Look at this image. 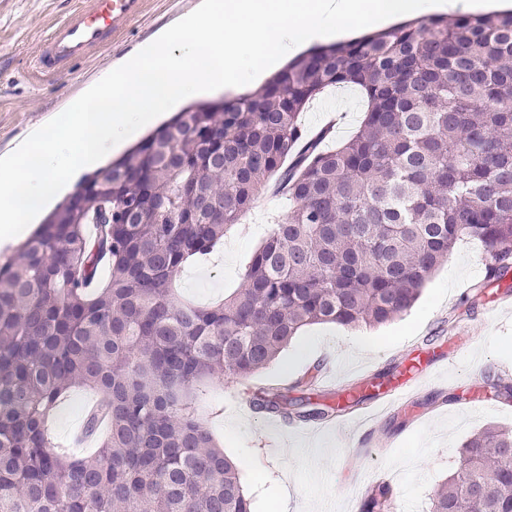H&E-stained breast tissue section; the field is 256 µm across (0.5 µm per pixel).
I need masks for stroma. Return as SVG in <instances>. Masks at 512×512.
Segmentation results:
<instances>
[{
  "label": "stroma",
  "mask_w": 512,
  "mask_h": 512,
  "mask_svg": "<svg viewBox=\"0 0 512 512\" xmlns=\"http://www.w3.org/2000/svg\"><path fill=\"white\" fill-rule=\"evenodd\" d=\"M88 0H0V154L28 132L65 111L70 102L126 57L201 0H144L141 16L104 45L57 75L39 74L33 60L57 25ZM360 93L332 89L302 116L316 136L335 112L340 122L326 143L353 135L363 116ZM285 196L265 195L243 223L224 237L230 261L188 265L180 278L183 298L207 304L242 284L253 252L267 237L272 218L284 215ZM480 243L464 239L431 276L414 306L380 326L314 325L303 330L265 369L241 381L214 375L201 405L206 424L239 469L253 512H358L359 502L378 482L390 483L407 512H431L433 489L458 466V450L488 426L512 431V397L489 385H512V292L485 283ZM440 371L423 378L413 396L418 408L408 423L393 412L370 422L367 434L330 425L299 435L294 424L273 430L264 414L247 410L243 388L258 392L292 384L322 365L316 392L333 393L401 365L410 376L428 365ZM443 400L432 403L434 395ZM92 395L74 391L54 414L53 442L76 443L73 424L82 421Z\"/></svg>",
  "instance_id": "obj_1"
}]
</instances>
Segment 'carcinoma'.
I'll use <instances>...</instances> for the list:
<instances>
[{"label":"carcinoma","mask_w":512,"mask_h":512,"mask_svg":"<svg viewBox=\"0 0 512 512\" xmlns=\"http://www.w3.org/2000/svg\"><path fill=\"white\" fill-rule=\"evenodd\" d=\"M334 86L360 89L363 118L323 150L301 115ZM78 189L0 264V512H252L198 404L214 374L248 378L306 326L400 317L463 238L482 245L485 281L512 288V13L314 47L252 93L176 113ZM272 190L291 207L243 287L215 305L181 300L185 265ZM105 208L112 223L90 234ZM398 374L343 402L272 389L254 407L319 423ZM74 388L105 404V426L85 420L90 457L49 437ZM395 499L377 484L359 512ZM432 512H512V432L469 437Z\"/></svg>","instance_id":"carcinoma-1"}]
</instances>
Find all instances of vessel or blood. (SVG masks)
<instances>
[{"label": "vessel or blood", "instance_id": "1", "mask_svg": "<svg viewBox=\"0 0 512 512\" xmlns=\"http://www.w3.org/2000/svg\"><path fill=\"white\" fill-rule=\"evenodd\" d=\"M144 0H92L78 8L45 38L41 53L35 60L38 72L52 74L72 60L85 57L105 39L134 20L142 11ZM415 390L413 378L382 389L379 408L392 407L408 399Z\"/></svg>", "mask_w": 512, "mask_h": 512}]
</instances>
